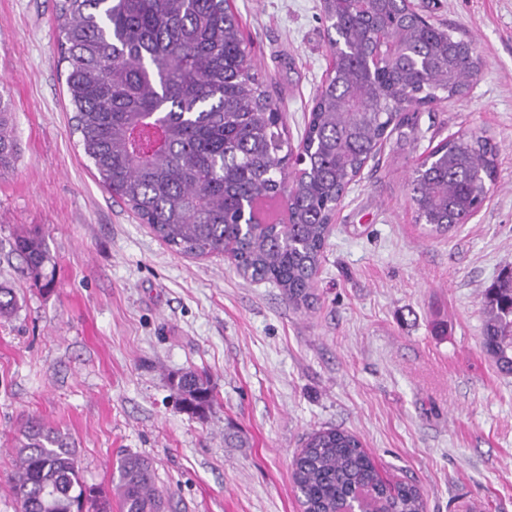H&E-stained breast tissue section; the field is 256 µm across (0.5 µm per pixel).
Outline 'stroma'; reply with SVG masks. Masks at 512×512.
Wrapping results in <instances>:
<instances>
[{
	"label": "stroma",
	"mask_w": 512,
	"mask_h": 512,
	"mask_svg": "<svg viewBox=\"0 0 512 512\" xmlns=\"http://www.w3.org/2000/svg\"><path fill=\"white\" fill-rule=\"evenodd\" d=\"M59 0H0V81L18 158L0 169V512L28 417L74 442L89 485L110 489L125 453L154 461L167 512H301L291 462L301 437L356 434L428 512H512V375L480 348L485 292L512 265V0H412L472 40L466 94L391 135L337 206L307 308L241 276L224 256L174 252L110 193L73 127ZM251 58L299 145L331 62L320 0H233ZM488 138L495 173L481 210L445 235L416 219L409 178L458 136ZM41 231L31 274L16 237ZM205 372L217 400L179 411L170 374Z\"/></svg>",
	"instance_id": "1"
}]
</instances>
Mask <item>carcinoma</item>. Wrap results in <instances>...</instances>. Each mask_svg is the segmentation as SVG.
<instances>
[{
	"label": "carcinoma",
	"mask_w": 512,
	"mask_h": 512,
	"mask_svg": "<svg viewBox=\"0 0 512 512\" xmlns=\"http://www.w3.org/2000/svg\"><path fill=\"white\" fill-rule=\"evenodd\" d=\"M330 45L341 40L318 87L302 139L304 176L288 180L286 123L254 67L229 0H61L55 17L75 130L112 198L178 253L232 255L239 273L276 283L309 305L329 233L348 186L393 132L415 138L417 107L463 97L481 61L472 41L407 9L405 0H321ZM386 28L396 56L372 32ZM10 100L0 95V168L17 157ZM495 147L485 139L439 144L410 181L416 219L435 233L465 224L486 201ZM15 250L38 276L44 236H21ZM482 348L512 374V266L485 297ZM0 285V316L17 309ZM182 412L202 417L216 394L196 371L170 376ZM10 487L19 512H165L151 461L124 455L114 491L82 481L69 437L29 418L13 448ZM293 482L303 512H345L360 498L383 512H426L414 484L386 492L371 454L353 434L327 428L302 441Z\"/></svg>",
	"instance_id": "obj_1"
}]
</instances>
